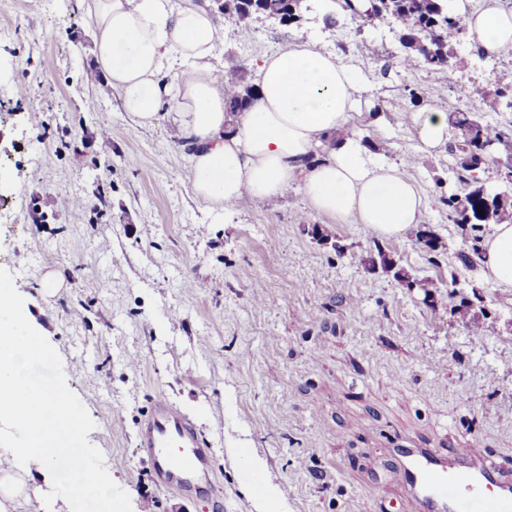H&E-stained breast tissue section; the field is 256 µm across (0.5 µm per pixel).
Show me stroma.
<instances>
[{
    "label": "stroma",
    "mask_w": 512,
    "mask_h": 512,
    "mask_svg": "<svg viewBox=\"0 0 512 512\" xmlns=\"http://www.w3.org/2000/svg\"><path fill=\"white\" fill-rule=\"evenodd\" d=\"M332 10L308 0L288 26L225 24L213 63L250 82L257 55L299 35L343 53L367 88L351 128L392 162L418 144L402 113L429 101L512 123L489 104L512 85V51L479 57L466 34L450 68L405 70L387 25L330 24ZM93 34L80 0H10L0 13V282L21 310L0 335L23 328L51 348L24 379L63 391L80 423L66 453L26 476L19 512H62L89 469L111 497L86 491L78 512H213L214 491L224 512H409L396 449L471 444L512 464V290L486 284L481 335L450 313L448 262L471 239L441 201L447 150L412 172L442 250L412 229L383 242L404 283L365 265L375 247L360 225L309 211L298 190L225 212L196 199L169 111L138 124L104 78L87 81ZM475 82L488 101L469 97ZM160 395L215 453L182 496L136 448Z\"/></svg>",
    "instance_id": "1"
}]
</instances>
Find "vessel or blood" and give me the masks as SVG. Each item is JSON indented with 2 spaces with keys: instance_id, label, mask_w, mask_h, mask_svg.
<instances>
[{
  "instance_id": "1",
  "label": "vessel or blood",
  "mask_w": 512,
  "mask_h": 512,
  "mask_svg": "<svg viewBox=\"0 0 512 512\" xmlns=\"http://www.w3.org/2000/svg\"><path fill=\"white\" fill-rule=\"evenodd\" d=\"M142 461L178 493L206 470L211 450L193 422L166 397L153 399L137 431ZM403 474L414 512H512V473L468 448L440 457L426 448H403Z\"/></svg>"
}]
</instances>
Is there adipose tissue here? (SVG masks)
<instances>
[{"label":"adipose tissue","mask_w":512,"mask_h":512,"mask_svg":"<svg viewBox=\"0 0 512 512\" xmlns=\"http://www.w3.org/2000/svg\"><path fill=\"white\" fill-rule=\"evenodd\" d=\"M86 6L94 19L96 67L138 123L172 111L190 150L197 197L230 211L297 188L310 211L361 225L378 238L423 222L428 201L407 163L385 160L349 130L362 86L341 54L301 38L262 54L251 107L229 112L225 80L211 62L220 23L210 0H86ZM461 16L483 53L512 48V11L499 0H483ZM410 123L421 153L449 141L448 114L433 104L411 113ZM479 252L478 277L512 289V222L491 225ZM49 354L38 336L22 331L0 344V417L28 436L12 449L11 468L0 467V512H12L24 491L15 467L43 471L75 427L60 390L44 392L32 411L20 401L31 390L22 374L34 358ZM47 421L58 422V430L46 431Z\"/></svg>","instance_id":"obj_1"}]
</instances>
